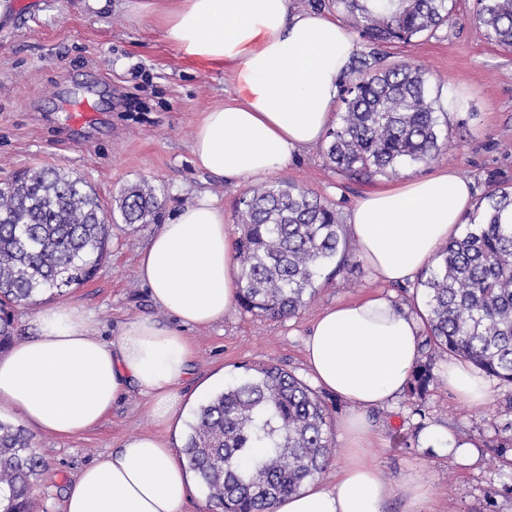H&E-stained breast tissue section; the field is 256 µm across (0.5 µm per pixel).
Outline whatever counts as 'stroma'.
Masks as SVG:
<instances>
[{
    "label": "stroma",
    "mask_w": 512,
    "mask_h": 512,
    "mask_svg": "<svg viewBox=\"0 0 512 512\" xmlns=\"http://www.w3.org/2000/svg\"><path fill=\"white\" fill-rule=\"evenodd\" d=\"M473 9L474 0H457L452 20L436 36L382 48L389 62H411L441 77L440 106L448 114L446 144L430 163L401 169L398 181L450 165L479 191L493 172L512 182V50L487 40L472 21ZM233 85L231 67L188 62L152 24L133 19L122 0L100 11L83 0H13L10 22L0 24V184L20 171L52 165L83 178L108 207L121 186L144 179L164 189L165 220L210 194L224 206L229 235H236L234 200L243 184L211 175L191 152L202 112L228 101ZM89 97L96 116L73 131L70 105ZM273 179L327 197L344 215L368 188L389 183L385 177L369 187L343 180L329 169L320 145L296 154ZM156 230L153 224L136 231L113 228L109 255L94 278L59 296L81 305L103 340L118 336L126 322L159 315L137 277L139 256ZM352 261L343 274L321 276L315 294L294 316L268 319L237 307L210 326L186 328L195 357L178 427L158 430L146 398L132 390L94 428L63 439L33 433L34 450L44 462L34 493L45 512H63L69 481L125 438L160 432L182 452L195 411L237 377L242 365L274 364L311 382L304 344L327 307L380 294L421 315L416 281L385 285L360 256ZM449 359L446 353L436 356L424 399L404 394L389 407L369 410L370 458L392 486L410 478L427 482L433 495L425 512H512V447L501 446L512 436V385L488 377L487 403L463 404L443 379ZM324 399L333 457L319 479L329 484L346 462L339 422L348 406L329 393ZM432 426L473 442L476 459L461 462L423 447L420 436ZM401 435L406 444H398Z\"/></svg>",
    "instance_id": "stroma-1"
}]
</instances>
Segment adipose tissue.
<instances>
[{
  "label": "adipose tissue",
  "instance_id": "1",
  "mask_svg": "<svg viewBox=\"0 0 512 512\" xmlns=\"http://www.w3.org/2000/svg\"><path fill=\"white\" fill-rule=\"evenodd\" d=\"M125 6L157 25L186 59L233 67L231 101L204 112L195 127L191 151L199 167L228 180H263L324 141L335 125L340 79L354 49L336 20L290 14L288 0H126ZM476 206L471 181L441 167L365 194L350 209L346 231L379 281L402 283L432 263ZM138 276L168 323L133 320L107 343L82 307L44 306L34 336L0 355V407L37 432L68 438L98 425L132 387L147 397L153 421L170 425L193 358L185 327L223 320L238 300L223 205L207 195L185 205L150 238ZM305 356L316 385L351 407L340 423L346 464L333 483H304L274 512H385L397 491L410 512H423L430 485L410 479L393 489L367 459L373 433L367 409L403 393L422 356L416 318L381 295L330 307L315 321ZM443 377L463 403L486 402L485 379L464 363L448 361ZM191 492L168 443L135 436L79 472L65 512H185Z\"/></svg>",
  "mask_w": 512,
  "mask_h": 512
}]
</instances>
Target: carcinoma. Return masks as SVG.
<instances>
[{
    "mask_svg": "<svg viewBox=\"0 0 512 512\" xmlns=\"http://www.w3.org/2000/svg\"><path fill=\"white\" fill-rule=\"evenodd\" d=\"M475 20L494 44L512 48V0H476ZM317 10L351 19L362 43L341 85L344 111L326 135L330 168L368 183L423 164L444 145L434 87L440 80L410 63L391 64L387 42L433 37L454 0H315ZM462 234L438 251L418 287L427 345L453 353L512 383V187L494 174ZM165 192L143 180L121 188L107 215L83 179L56 167L26 170L0 190V352L15 341L11 308L46 292L89 281L108 251L110 225L137 230L162 222ZM233 241L238 301L249 313L283 319L315 293L325 271L337 275L350 252L337 204L287 182L245 189L237 198ZM434 378L420 361L408 391L421 397ZM325 401L306 383L268 364L243 373L200 406L183 454L218 512H274L281 498L317 477L333 455ZM42 459L19 426L0 420V512H41L33 492Z\"/></svg>",
    "mask_w": 512,
    "mask_h": 512,
    "instance_id": "cac0c4a2",
    "label": "carcinoma"
}]
</instances>
